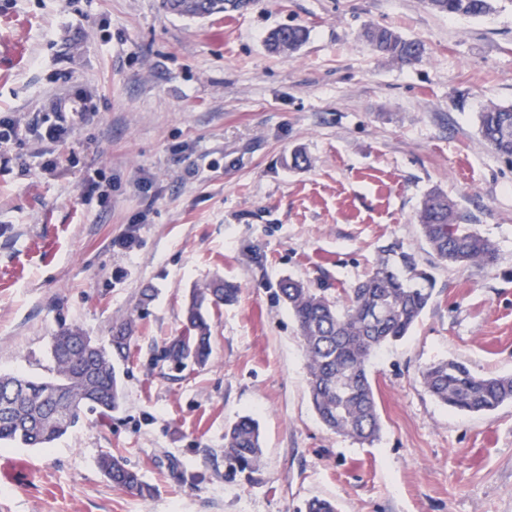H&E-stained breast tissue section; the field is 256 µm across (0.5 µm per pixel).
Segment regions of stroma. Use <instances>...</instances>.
Instances as JSON below:
<instances>
[{
    "mask_svg": "<svg viewBox=\"0 0 512 512\" xmlns=\"http://www.w3.org/2000/svg\"><path fill=\"white\" fill-rule=\"evenodd\" d=\"M288 25L307 42L270 54ZM369 25L420 41L422 60L377 54ZM62 98L88 113L50 145L35 122ZM491 105H512V0L479 18L425 0H252L207 19L161 0H0V116L21 138L0 149V373L46 377L61 328L104 342L136 323L111 417L85 412L48 448L0 447V512H305L314 497L338 512H512V404L453 410L420 382L446 358L512 375V159L478 131ZM433 189L494 243L493 264L431 251L416 212ZM130 232L133 251L116 247ZM394 242L435 288L369 361L382 430L362 444L316 415L278 284L336 297ZM216 278L239 300L212 313L206 366L174 370L163 354L189 295ZM242 416L260 429L250 477L224 458ZM106 454L152 495L115 488ZM308 37L309 31L304 26L279 27L270 32L266 39V46L271 52L290 55L299 50Z\"/></svg>",
    "mask_w": 512,
    "mask_h": 512,
    "instance_id": "stroma-1",
    "label": "stroma"
}]
</instances>
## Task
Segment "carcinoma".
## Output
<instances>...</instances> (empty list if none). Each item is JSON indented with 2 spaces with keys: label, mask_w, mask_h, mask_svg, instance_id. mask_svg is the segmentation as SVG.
<instances>
[{
  "label": "carcinoma",
  "mask_w": 512,
  "mask_h": 512,
  "mask_svg": "<svg viewBox=\"0 0 512 512\" xmlns=\"http://www.w3.org/2000/svg\"><path fill=\"white\" fill-rule=\"evenodd\" d=\"M251 0H162L174 15L209 18L238 12ZM436 12L482 17L495 10L493 0H428ZM309 31L300 25L279 27L268 35L269 51L290 55L307 41ZM363 37L379 54L401 64L420 60L423 45L405 39L386 27L367 26ZM479 132L499 154L512 158V106L493 105L479 113ZM417 223L427 245L438 259L455 265L496 259L494 244L462 218L448 195L435 189L422 199ZM382 257L365 278L342 290L334 300L286 278L279 283L280 297L288 306L303 344L308 391L323 425L362 443L378 439L381 430L373 387L368 375L370 357L383 346L407 336L429 305L434 279L415 254L400 244L383 250ZM239 288L215 280L193 291L186 310L187 334L174 340L164 358L179 370L192 361L202 366L210 355L211 325L202 312L209 305L218 310L237 299ZM134 321L112 326V336L95 356L63 348L84 337L78 326L64 328L51 337L54 365L50 377L32 380L22 375H0V393L10 386L18 392L7 408L0 406V444L20 443L47 448L74 426L87 408L104 416L122 399L117 365L130 358ZM421 382L442 404L460 411L484 413L512 403V375L481 377L462 361L441 359L424 368ZM59 393L66 413L53 418L54 406L42 400L47 392ZM262 450L257 422L244 416L224 434V457L251 473L261 465ZM100 468L122 490L151 495L138 471L123 459L104 456Z\"/></svg>",
  "instance_id": "1"
}]
</instances>
